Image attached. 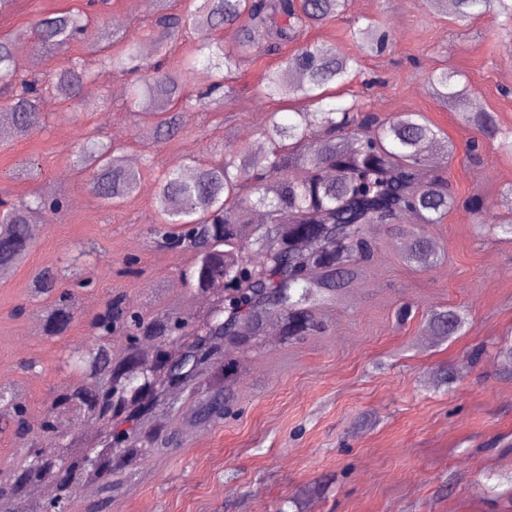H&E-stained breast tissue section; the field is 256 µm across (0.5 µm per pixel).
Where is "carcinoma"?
I'll list each match as a JSON object with an SVG mask.
<instances>
[{
    "label": "carcinoma",
    "mask_w": 512,
    "mask_h": 512,
    "mask_svg": "<svg viewBox=\"0 0 512 512\" xmlns=\"http://www.w3.org/2000/svg\"><path fill=\"white\" fill-rule=\"evenodd\" d=\"M451 19L464 22L475 15L500 17L512 24V0H431ZM348 0H190L178 14H160L153 33L158 49L193 33L199 36L198 55L183 60L191 72L201 62L213 69L208 87L194 94L177 77L143 61L140 45L125 43L110 52L116 34L108 30L88 43L96 64L75 61L58 70L50 81L25 80L14 64L19 51L33 44L47 52L63 49L87 37L94 22L84 11H64L35 19L25 29L0 34V94L6 120L18 138L45 126L43 100L53 96L72 100L81 109L101 111L104 103L81 97L94 82L98 68L116 73H141L129 97V107L148 126L157 143L176 136L180 112L223 108L234 92L240 58L255 50L252 32L262 28L268 47L294 42L300 32L345 15ZM238 29L237 41L224 45V28ZM359 53L383 50L388 35L369 20L350 30ZM357 60L336 48L313 42L264 77L263 94L301 104L288 123L267 114L258 134L267 144L262 153L230 147L224 155L201 160L192 157L183 167L169 170L157 183L154 208L158 222L148 233L165 248L188 253L192 263L182 275L186 286L209 297L206 310L188 316L175 307L145 317L122 295H110L92 322L95 343L71 351L81 382L57 387L51 411L34 428L20 410L16 389L0 388V422L14 437L28 444L24 462L0 476V512L24 491L54 481L56 493L42 505L49 512H72L76 480L89 479L112 488L117 466L134 468L155 444L158 431H143L139 421L155 413L172 390L199 401L202 411L218 416L224 410V376L228 368L219 358L224 337L259 335L271 319H287V333L299 336L316 327L312 308L357 278L370 259L371 224L396 225L412 212L423 224H437L454 204L447 181L438 175L426 180V148L433 143L443 154L453 145L442 140L437 127L421 114L408 112L386 120L355 98L346 105L325 102L324 87L348 84L357 74ZM433 97L441 103L463 102L472 87L446 69L430 77ZM498 149L512 152V130L501 129L489 112H462ZM73 165L88 177V191L116 204L133 195L140 174L124 163L122 148L89 139L75 154ZM63 207L58 193L40 189L16 200H0V267L20 263L34 246L36 233L30 214L47 201ZM263 211L265 221L253 222ZM406 259L426 263L431 242L418 229L409 230ZM74 269L47 268L33 280V297L46 303L44 332L62 336L74 320L67 280ZM467 322L466 314L448 309L431 314L436 336H451ZM124 334L136 341H154L152 354L136 348L112 358L109 338ZM80 410L105 424L98 442L84 447L73 439L53 437L59 416ZM129 423L119 429L114 422ZM61 449L54 471H46L37 455L43 442Z\"/></svg>",
    "instance_id": "cac0c4a2"
}]
</instances>
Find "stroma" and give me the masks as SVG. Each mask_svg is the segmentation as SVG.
<instances>
[{
  "mask_svg": "<svg viewBox=\"0 0 512 512\" xmlns=\"http://www.w3.org/2000/svg\"><path fill=\"white\" fill-rule=\"evenodd\" d=\"M85 3L15 0L0 15V32ZM363 18L389 31L385 52L359 54L349 25ZM103 22L146 46L144 61H162L175 75L197 47L192 35L166 55L152 50L147 0H108ZM302 39L331 43L358 59L366 82L337 89L338 102L358 97L391 120L421 113L455 146L436 171L447 177L457 203L441 223L424 227L436 256L426 265L407 263L404 237L377 227L371 261L321 309L323 330L291 341L272 320L255 339L226 343L224 360L236 374L224 392L223 417L199 419L176 405V425L160 451L138 475L113 474L108 512H512V369L500 357L512 345V236L483 234L467 204L483 198L485 221H497L502 194L512 188V154L489 144L470 160L463 147L481 133L457 119L458 112L480 110L512 129V67L504 64L512 27L487 16L462 26L429 0H349L343 18L308 29ZM295 50L291 44L242 59L223 109L184 110L181 133L164 144H153L124 107L134 75L113 72L95 94L104 111L80 113L49 97L43 131L24 140L0 138V197L32 190L31 182L11 176L31 162L41 182L69 203L24 262L0 280V366L8 370L0 385L21 391L31 425H39L60 384L76 382L69 351L90 341L108 294L124 295L147 315L169 304L200 312L179 279L189 256L159 246L147 232L156 219L158 179L191 156L216 157L228 145L252 148L269 112L288 118L294 102L260 97L257 89L266 71ZM444 66L473 86L461 106L443 105L431 94L428 77ZM90 131L123 144L137 160L139 188L120 206L91 196L70 165ZM88 241L96 254L79 256ZM131 257L138 264L129 275ZM70 263L85 284L73 289L69 331L49 339L31 329L38 311L31 280L41 268ZM448 308L465 311L467 325L449 338L427 334L430 313ZM447 369L456 375L450 385L442 379Z\"/></svg>",
  "mask_w": 512,
  "mask_h": 512,
  "instance_id": "35a3bbf8",
  "label": "stroma"
}]
</instances>
